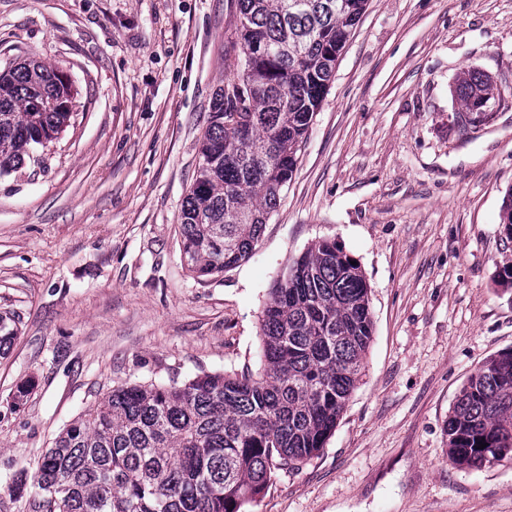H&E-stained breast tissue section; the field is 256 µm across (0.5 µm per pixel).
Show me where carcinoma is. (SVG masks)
I'll use <instances>...</instances> for the list:
<instances>
[{"label": "carcinoma", "instance_id": "cac0c4a2", "mask_svg": "<svg viewBox=\"0 0 512 512\" xmlns=\"http://www.w3.org/2000/svg\"><path fill=\"white\" fill-rule=\"evenodd\" d=\"M368 0H235L237 72L214 93L196 178L180 213L196 277L252 257L292 180L297 153ZM463 114L495 99L477 70L457 77ZM77 92L29 60L0 70V170L68 126ZM322 240L269 288L262 375L205 373L130 383L72 420L37 465L33 512H245L276 469L324 447L356 388L373 336L370 286ZM17 339L0 315V358ZM448 457L480 468L512 458V349L489 358L448 417Z\"/></svg>", "mask_w": 512, "mask_h": 512}]
</instances>
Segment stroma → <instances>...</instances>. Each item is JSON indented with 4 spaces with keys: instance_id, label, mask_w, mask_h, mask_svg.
Here are the masks:
<instances>
[{
    "instance_id": "stroma-1",
    "label": "stroma",
    "mask_w": 512,
    "mask_h": 512,
    "mask_svg": "<svg viewBox=\"0 0 512 512\" xmlns=\"http://www.w3.org/2000/svg\"><path fill=\"white\" fill-rule=\"evenodd\" d=\"M231 0H0V70L34 58L79 92L70 126L0 174V512L71 420L125 383L258 374L277 273L336 242L370 286L373 339L324 448L249 512H512V459L461 468L448 417L512 349V0H369L255 254L199 279L180 211L234 61ZM467 69L490 112L461 125ZM28 392L21 404L13 397ZM494 90L491 79L482 72L471 69L461 72L457 77L456 85V93L462 106L459 112H466L460 113L461 122L473 123L467 115L480 116L483 114L491 101L495 99Z\"/></svg>"
}]
</instances>
